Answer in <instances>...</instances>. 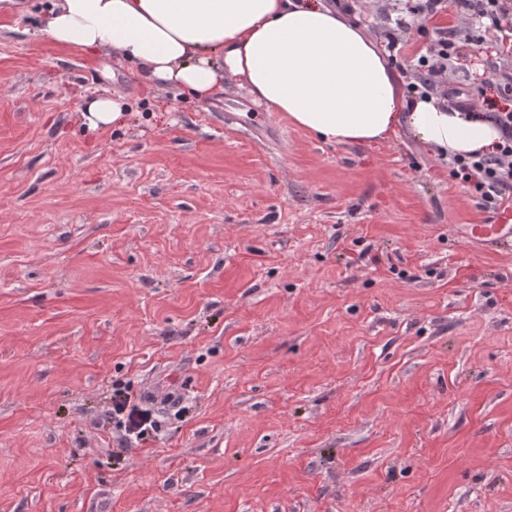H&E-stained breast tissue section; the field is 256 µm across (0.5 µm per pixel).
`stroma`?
<instances>
[{"label": "stroma", "instance_id": "stroma-1", "mask_svg": "<svg viewBox=\"0 0 512 512\" xmlns=\"http://www.w3.org/2000/svg\"><path fill=\"white\" fill-rule=\"evenodd\" d=\"M0 17V512H512V248L407 131L330 145ZM379 45L460 25L345 0ZM495 46L464 45L459 80ZM125 123L90 130L86 95ZM270 122L262 144L227 113ZM160 431L120 445L112 383Z\"/></svg>", "mask_w": 512, "mask_h": 512}]
</instances>
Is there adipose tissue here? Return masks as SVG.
<instances>
[{
	"label": "adipose tissue",
	"instance_id": "ef3b65f1",
	"mask_svg": "<svg viewBox=\"0 0 512 512\" xmlns=\"http://www.w3.org/2000/svg\"><path fill=\"white\" fill-rule=\"evenodd\" d=\"M43 32L116 53L149 85L200 99L232 75L328 144L386 141L404 128L435 153L468 156L502 140L487 115L405 95L375 41L323 0H53Z\"/></svg>",
	"mask_w": 512,
	"mask_h": 512
}]
</instances>
